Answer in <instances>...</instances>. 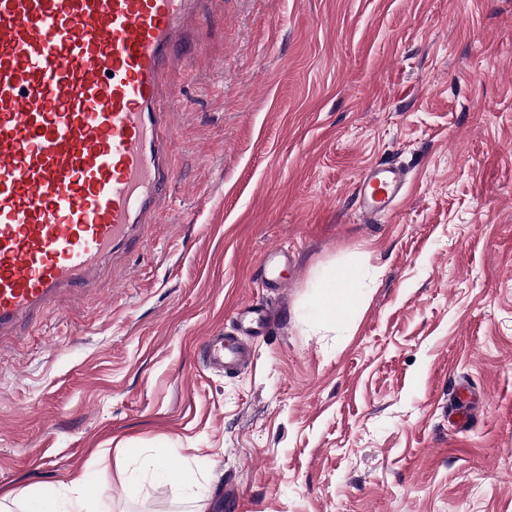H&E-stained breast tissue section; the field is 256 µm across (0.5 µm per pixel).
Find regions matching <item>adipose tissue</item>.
<instances>
[{
    "mask_svg": "<svg viewBox=\"0 0 512 512\" xmlns=\"http://www.w3.org/2000/svg\"><path fill=\"white\" fill-rule=\"evenodd\" d=\"M362 300L360 284L353 272L343 266H332L322 271L307 303L308 310L320 323L344 321L357 309ZM144 468L158 481L182 485L189 492L191 512H207L209 501L206 489L193 472L170 470L163 459L145 458ZM68 500L57 496H33L28 500V512H93L90 490L84 476L72 477L67 483Z\"/></svg>",
    "mask_w": 512,
    "mask_h": 512,
    "instance_id": "obj_1",
    "label": "adipose tissue"
}]
</instances>
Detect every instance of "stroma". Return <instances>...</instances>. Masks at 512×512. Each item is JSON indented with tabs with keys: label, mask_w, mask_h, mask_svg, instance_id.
<instances>
[{
	"label": "stroma",
	"mask_w": 512,
	"mask_h": 512,
	"mask_svg": "<svg viewBox=\"0 0 512 512\" xmlns=\"http://www.w3.org/2000/svg\"><path fill=\"white\" fill-rule=\"evenodd\" d=\"M194 39L155 223L0 351V489L81 471L100 512H187L173 484L126 496L148 448L209 512H512V0H216ZM378 163L409 183L368 222ZM331 264L363 298L325 326L304 306ZM249 301L271 313L250 365H206ZM408 172L400 166L377 164L364 168L354 188L360 215L372 220L394 211L404 195Z\"/></svg>",
	"instance_id": "stroma-1"
}]
</instances>
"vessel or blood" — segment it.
<instances>
[{
	"mask_svg": "<svg viewBox=\"0 0 512 512\" xmlns=\"http://www.w3.org/2000/svg\"><path fill=\"white\" fill-rule=\"evenodd\" d=\"M210 0H0V340L86 292L173 180L178 108L160 87ZM406 169L364 168L372 220L392 213ZM210 365L245 369L248 347L203 340Z\"/></svg>",
	"mask_w": 512,
	"mask_h": 512,
	"instance_id": "obj_1",
	"label": "vessel or blood"
}]
</instances>
